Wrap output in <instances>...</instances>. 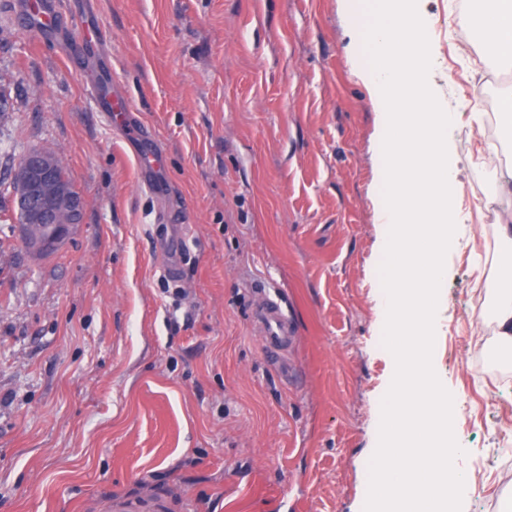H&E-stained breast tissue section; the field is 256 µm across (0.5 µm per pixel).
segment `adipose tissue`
I'll list each match as a JSON object with an SVG mask.
<instances>
[{"label": "adipose tissue", "mask_w": 512, "mask_h": 512, "mask_svg": "<svg viewBox=\"0 0 512 512\" xmlns=\"http://www.w3.org/2000/svg\"><path fill=\"white\" fill-rule=\"evenodd\" d=\"M459 16L456 34L466 44L479 46L484 57L512 70V0H470ZM496 113L498 136L485 141L480 155L492 179L491 201L506 203L496 229L499 238L512 244V164L503 162L502 149L512 146V88L500 96ZM496 301L491 314L500 353L512 359V264H504L495 283Z\"/></svg>", "instance_id": "ef3b65f1"}]
</instances>
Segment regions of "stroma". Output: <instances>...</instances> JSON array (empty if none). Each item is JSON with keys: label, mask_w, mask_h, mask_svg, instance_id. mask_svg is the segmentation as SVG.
Segmentation results:
<instances>
[{"label": "stroma", "mask_w": 512, "mask_h": 512, "mask_svg": "<svg viewBox=\"0 0 512 512\" xmlns=\"http://www.w3.org/2000/svg\"><path fill=\"white\" fill-rule=\"evenodd\" d=\"M0 0V179L31 149L58 155L83 200L47 257L0 229V512H363L380 403L393 376L372 201L378 114L354 76L340 0H55L93 5L112 80L162 157L145 191L84 72ZM435 82L455 107L460 246L435 365L459 404L475 490L505 494L512 365L471 360L475 281L493 291L512 249L485 211L469 137L475 94L512 72L460 50L462 0H420ZM176 266L177 278L164 270ZM279 290L288 366L265 356L248 292Z\"/></svg>", "instance_id": "obj_1"}]
</instances>
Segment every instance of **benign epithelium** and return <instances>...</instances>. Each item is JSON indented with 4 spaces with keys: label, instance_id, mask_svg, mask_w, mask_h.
I'll use <instances>...</instances> for the list:
<instances>
[{
    "label": "benign epithelium",
    "instance_id": "1",
    "mask_svg": "<svg viewBox=\"0 0 512 512\" xmlns=\"http://www.w3.org/2000/svg\"><path fill=\"white\" fill-rule=\"evenodd\" d=\"M17 232L35 256L57 250L79 223L83 201L49 152L32 149L13 171Z\"/></svg>",
    "mask_w": 512,
    "mask_h": 512
}]
</instances>
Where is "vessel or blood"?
I'll return each mask as SVG.
<instances>
[{"label": "vessel or blood", "mask_w": 512, "mask_h": 512, "mask_svg": "<svg viewBox=\"0 0 512 512\" xmlns=\"http://www.w3.org/2000/svg\"><path fill=\"white\" fill-rule=\"evenodd\" d=\"M19 13L25 25L37 34L55 32L60 21L49 0H18ZM99 23L94 12L87 11L72 22L71 58L83 61L98 48L94 36ZM86 89L100 111L123 129H130L129 114L132 105L129 100L112 87V66L104 64L96 71L86 85ZM131 149L141 160L140 180L147 191H154V176L158 163L156 152L150 146L151 135L147 130L135 132ZM250 307L254 322L259 329L260 340L265 352L278 359L288 356L294 327L288 314V305L281 295L272 288H256L252 291Z\"/></svg>", "instance_id": "obj_1"}]
</instances>
